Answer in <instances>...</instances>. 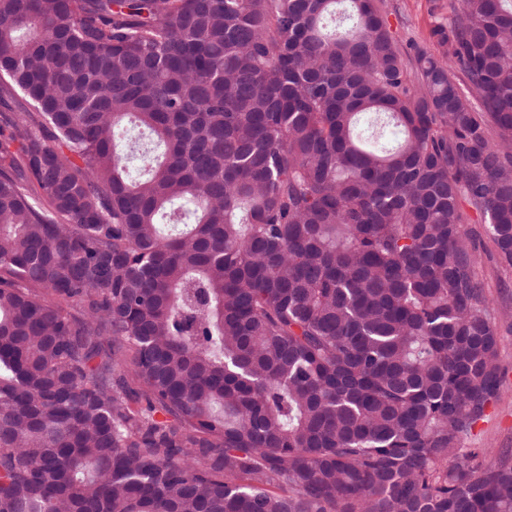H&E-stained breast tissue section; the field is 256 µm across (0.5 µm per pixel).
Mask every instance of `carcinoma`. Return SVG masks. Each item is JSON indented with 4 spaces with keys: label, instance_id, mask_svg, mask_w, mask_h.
I'll use <instances>...</instances> for the list:
<instances>
[{
    "label": "carcinoma",
    "instance_id": "1",
    "mask_svg": "<svg viewBox=\"0 0 512 512\" xmlns=\"http://www.w3.org/2000/svg\"><path fill=\"white\" fill-rule=\"evenodd\" d=\"M457 2L432 54L386 0H0V512H512L462 207L512 265V0Z\"/></svg>",
    "mask_w": 512,
    "mask_h": 512
}]
</instances>
